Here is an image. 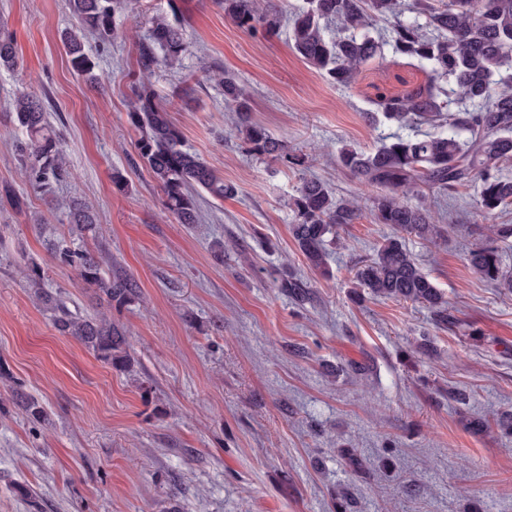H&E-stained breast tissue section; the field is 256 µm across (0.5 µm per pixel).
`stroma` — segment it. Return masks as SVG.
I'll return each instance as SVG.
<instances>
[{
  "label": "stroma",
  "mask_w": 512,
  "mask_h": 512,
  "mask_svg": "<svg viewBox=\"0 0 512 512\" xmlns=\"http://www.w3.org/2000/svg\"><path fill=\"white\" fill-rule=\"evenodd\" d=\"M169 2L137 0L112 43L88 40L94 86L62 43L76 25L65 0H0L20 60L0 71V130L18 92L44 100L64 132L55 197L95 208L102 233L85 247L138 291L108 303L55 259L44 242L70 226L0 139V188L28 201L19 212L0 200V512H336L342 491L354 512H512V292L467 262L489 225L512 224V207L484 215L470 187L424 196L442 235L404 241L447 300V322L422 304L353 296L356 268L391 229L336 155L394 132L376 100L425 82V71L389 54L342 88L296 54L288 24L248 32L216 0H181L189 49L158 67L155 99L238 194L200 196L198 223L179 224L162 211L127 117L137 43ZM211 66L237 76L252 120L306 155V169L261 160L238 137ZM305 178L362 210L329 242L327 277L290 231ZM34 264L72 312L103 311L123 327L130 367L54 330L25 286ZM288 276L307 284L305 304L281 292ZM16 389L45 421L13 404Z\"/></svg>",
  "instance_id": "1"
}]
</instances>
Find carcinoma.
Wrapping results in <instances>:
<instances>
[{
    "label": "carcinoma",
    "instance_id": "obj_1",
    "mask_svg": "<svg viewBox=\"0 0 512 512\" xmlns=\"http://www.w3.org/2000/svg\"><path fill=\"white\" fill-rule=\"evenodd\" d=\"M133 4L135 0H68L78 25L63 34L62 42L77 73L96 80L95 62L85 50L84 38L91 34L99 42L110 41L115 17L131 11ZM221 5L243 29L274 31L281 25L277 0H221ZM329 20L337 25L332 36L324 28ZM290 39L295 52L338 87L350 86L360 68L386 46L394 56L428 69L422 85L375 101L377 111L395 123L398 132L370 152L342 149L338 163L372 193L376 223L393 229L376 255L358 268L356 287L374 297L425 304L440 321H448L438 288L417 265L400 233L427 240L441 234L424 204L410 201L426 189L441 196L474 184L476 205L483 213L512 206V177L502 173L503 163L512 160V0H447L441 7L430 0H412L410 18L403 17L402 0H305L294 15ZM187 51L177 11L170 19H153L148 38L138 45L140 66L128 112L129 123L139 132L135 150L163 194L165 212L179 224L197 223L196 192L220 201L237 194L235 185L224 182L185 147L183 132L153 96L155 68L180 62ZM17 66L13 35L0 26V70L14 71ZM211 80L234 107L235 129L252 152L263 158L281 156V141L251 121L248 95L235 76L215 69ZM11 107V122L23 135L14 143L19 168L32 185L50 194L66 172L62 129L50 122L36 95L20 92ZM423 125L435 131L408 133ZM59 207L72 225V241L49 238L47 249L107 302L133 298L136 288L129 278L104 273L95 253L76 243L98 232L95 210L78 201H65ZM360 218L354 202L336 198L318 180L306 179L293 200L291 234L309 266L327 276L326 235ZM491 233L471 250L468 264L493 286L512 290V276L504 271L496 245L512 238V224H495ZM27 285L49 311L60 335L74 338L111 366L130 365L127 336L106 315L72 312L61 297L43 287L36 266ZM279 288L298 301L308 299L306 285L296 278L281 280ZM16 404L29 419H45L36 399L18 393Z\"/></svg>",
    "mask_w": 512,
    "mask_h": 512
}]
</instances>
